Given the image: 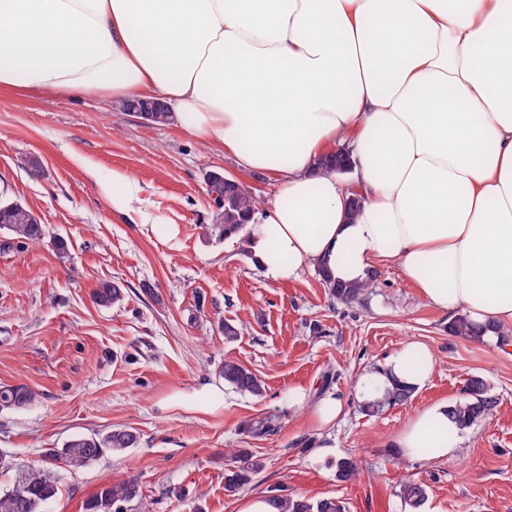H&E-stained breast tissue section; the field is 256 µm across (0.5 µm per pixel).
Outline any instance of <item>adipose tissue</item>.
<instances>
[{"label": "adipose tissue", "instance_id": "ef3b65f1", "mask_svg": "<svg viewBox=\"0 0 512 512\" xmlns=\"http://www.w3.org/2000/svg\"><path fill=\"white\" fill-rule=\"evenodd\" d=\"M16 88L161 100L274 177L249 241L272 281H362L393 260L440 310L512 322V0H0V90ZM346 140L353 191L318 167ZM431 370L409 344L370 378ZM459 433L441 404L399 446L445 458Z\"/></svg>", "mask_w": 512, "mask_h": 512}]
</instances>
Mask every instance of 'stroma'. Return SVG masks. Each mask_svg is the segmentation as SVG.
Here are the masks:
<instances>
[{
  "label": "stroma",
  "instance_id": "1",
  "mask_svg": "<svg viewBox=\"0 0 512 512\" xmlns=\"http://www.w3.org/2000/svg\"><path fill=\"white\" fill-rule=\"evenodd\" d=\"M216 170L262 204L273 200L274 183L244 172L234 155L173 125L141 123L106 95L0 92V200L26 204L46 226L44 241L26 249L0 231V386L39 394L32 405L0 408V452L24 469L75 435L139 434L134 447L59 470L46 512H85L102 486L131 477L142 499L128 512H238L244 500L275 493L335 497L346 512H408L399 489L409 478L428 487L423 512H512V324L500 328L507 346L451 335L449 314L392 261L349 305L312 269L267 279L248 243L206 232L215 219L206 176ZM116 173L136 183L125 214L112 206ZM159 224L174 225V236H159ZM103 281L123 286L121 305L94 303ZM227 321L245 325L236 340L224 338ZM411 342L433 354L429 379L407 404L362 414L358 387ZM228 359L262 377L263 397L225 386ZM473 376L496 398L493 415L460 433L454 455L405 456L397 440L410 418L456 402ZM212 385L223 388L224 407L209 413ZM179 393L195 407L172 404ZM323 398L343 404L325 427L312 417ZM269 415L276 433L246 432ZM232 448L266 462L234 492L224 488ZM348 455L361 475L342 482L336 462Z\"/></svg>",
  "mask_w": 512,
  "mask_h": 512
}]
</instances>
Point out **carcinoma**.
<instances>
[{
    "mask_svg": "<svg viewBox=\"0 0 512 512\" xmlns=\"http://www.w3.org/2000/svg\"><path fill=\"white\" fill-rule=\"evenodd\" d=\"M349 152L339 148L336 152L322 157L319 166L325 170L343 172L349 164ZM209 195L217 208L215 222L207 226V233L219 240L243 235L258 199L238 180L230 183L222 180L211 182ZM0 230L6 231L10 240L19 246L36 245L45 238L44 225L32 210L18 201H0ZM321 280L329 286L333 297L351 304L359 301L370 288L376 274L364 281L345 282L335 280L327 269L319 270ZM94 300L102 305L119 304L124 300L121 286L115 282L102 281L93 292ZM496 326L478 325L468 316L460 315L448 323L451 335L464 339L480 340ZM220 374L224 383L239 392L261 397L265 393L263 380L249 368L235 360L226 359ZM415 387L395 381L383 392L373 390L370 397L359 402L363 414L374 416L395 406L408 403ZM38 393L26 386H1L0 408H23L36 401ZM496 399L489 394L486 381L473 376L466 382L464 398L448 406V416L459 429H467L493 414ZM278 428L276 418L262 416L247 425L248 433L255 437L267 435ZM139 436L132 428H118L104 436L77 435L67 440L62 448L51 449L46 454L48 467L40 470L38 477L31 479L18 474L13 486L0 489V512H44L45 506L58 493L57 482L49 466L63 464L77 468L96 461L109 448L123 451L138 443ZM231 464L224 472L225 488L234 492L249 484L263 469L264 461L246 448H239L230 455ZM336 476L342 482H352L359 476L357 460L345 457L336 462ZM401 498L410 512H421L428 499L427 485L421 481L409 480L401 485ZM140 498V488L134 479L102 487L87 503L86 512H127V505ZM270 501L278 512H344L342 502L326 497L316 502L273 494Z\"/></svg>",
    "mask_w": 512,
    "mask_h": 512,
    "instance_id": "obj_1",
    "label": "carcinoma"
}]
</instances>
